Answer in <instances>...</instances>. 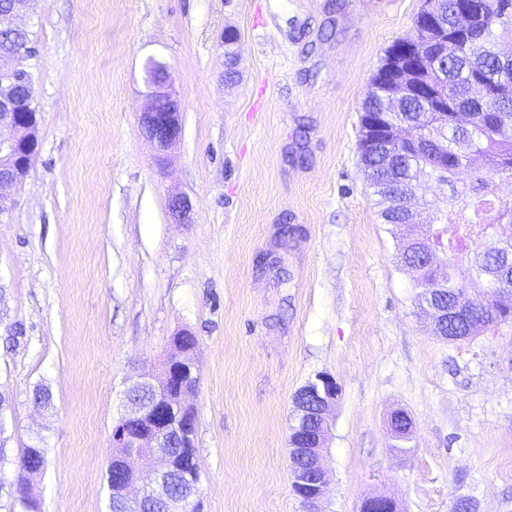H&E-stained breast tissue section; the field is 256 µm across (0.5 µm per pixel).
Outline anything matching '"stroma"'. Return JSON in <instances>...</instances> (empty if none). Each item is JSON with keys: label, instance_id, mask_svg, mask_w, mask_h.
<instances>
[{"label": "stroma", "instance_id": "35a3bbf8", "mask_svg": "<svg viewBox=\"0 0 512 512\" xmlns=\"http://www.w3.org/2000/svg\"><path fill=\"white\" fill-rule=\"evenodd\" d=\"M423 0H31L36 158L0 214V393L42 512H106L124 393L192 333L199 512H304L293 400L341 395L318 512H512V323L449 342L417 314L359 164L362 101ZM239 35L224 76L225 30ZM164 63L182 133L139 114ZM189 199L176 223L173 196ZM46 387L45 406L32 401ZM413 420L393 438L394 412Z\"/></svg>", "mask_w": 512, "mask_h": 512}]
</instances>
